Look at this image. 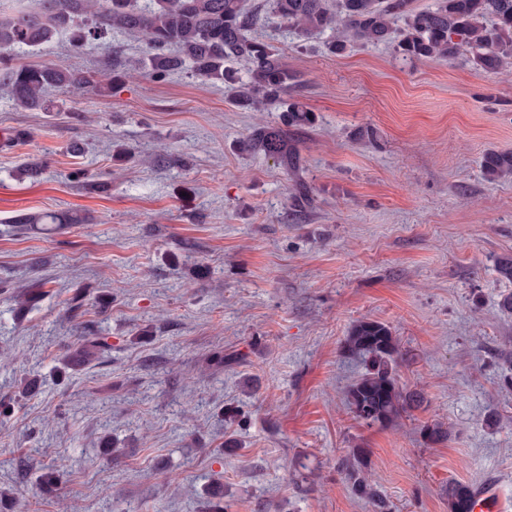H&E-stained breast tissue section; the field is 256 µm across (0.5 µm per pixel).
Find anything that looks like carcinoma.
<instances>
[{
  "instance_id": "cac0c4a2",
  "label": "carcinoma",
  "mask_w": 512,
  "mask_h": 512,
  "mask_svg": "<svg viewBox=\"0 0 512 512\" xmlns=\"http://www.w3.org/2000/svg\"><path fill=\"white\" fill-rule=\"evenodd\" d=\"M16 6L0 16V89L20 107L51 111L46 98L51 88L88 83L82 76L50 64L17 65L15 54L68 35L69 50L82 53L91 41L106 34L130 32L145 46L143 68L155 82L187 70L196 78L227 83L234 89L232 101L243 109L282 112V122L261 125L252 131L244 149L295 168L298 154L288 140V128L307 126L312 115L298 102L284 99L294 75L272 47L250 36L256 16L245 0H12ZM411 0H264L267 12L279 17L298 37L331 31L328 42L333 54L349 43L394 44L396 53L417 59L447 61L467 54L471 65L488 73L512 67V0H436L434 8L416 12ZM244 60L242 78L229 64ZM480 167L489 183L512 179V150L489 149ZM55 213H19L13 224L74 223ZM108 349L104 338L88 329L72 361L80 364L102 356ZM342 352L362 362L363 371L349 386L346 400L354 418L368 426H388L419 408L424 398L400 381L403 363L399 337L381 321L363 317L345 336ZM427 444L448 440L439 424L419 429ZM342 466L356 495L368 500L375 512H388L387 504L369 480L367 451L352 448ZM448 512H471V486L451 481L446 490Z\"/></svg>"
}]
</instances>
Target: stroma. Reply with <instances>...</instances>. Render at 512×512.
<instances>
[{
  "instance_id": "obj_1",
  "label": "stroma",
  "mask_w": 512,
  "mask_h": 512,
  "mask_svg": "<svg viewBox=\"0 0 512 512\" xmlns=\"http://www.w3.org/2000/svg\"><path fill=\"white\" fill-rule=\"evenodd\" d=\"M256 32L314 118L288 131L293 170L241 148L279 113L184 72L151 81L134 35L20 53L89 82L53 91L54 112L0 92V512H372L342 473L356 446L389 512H448L449 482L487 479L512 512V316L498 309L512 286L494 271L512 255V180L480 168L512 150V71L389 45L335 56L328 34L301 41L268 14ZM20 212L79 221L18 231ZM38 280L35 307L15 300ZM365 316L393 327L400 380L424 395L388 427L345 399L361 366L341 344ZM88 328L109 352L67 366ZM217 351L237 363L212 366ZM427 422L445 443L424 444ZM59 458L67 474L47 486ZM480 167L489 183L512 179V150H487L481 157Z\"/></svg>"
}]
</instances>
